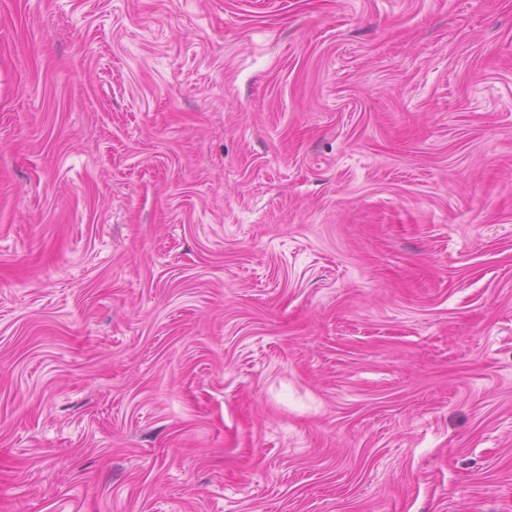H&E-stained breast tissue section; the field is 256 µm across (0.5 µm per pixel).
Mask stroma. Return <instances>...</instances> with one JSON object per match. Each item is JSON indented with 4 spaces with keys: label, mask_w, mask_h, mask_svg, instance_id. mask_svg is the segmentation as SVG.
Here are the masks:
<instances>
[{
    "label": "stroma",
    "mask_w": 512,
    "mask_h": 512,
    "mask_svg": "<svg viewBox=\"0 0 512 512\" xmlns=\"http://www.w3.org/2000/svg\"><path fill=\"white\" fill-rule=\"evenodd\" d=\"M0 512H512V0H0Z\"/></svg>",
    "instance_id": "stroma-1"
}]
</instances>
